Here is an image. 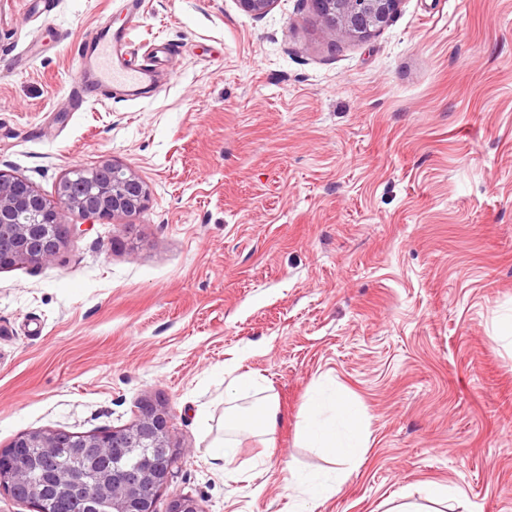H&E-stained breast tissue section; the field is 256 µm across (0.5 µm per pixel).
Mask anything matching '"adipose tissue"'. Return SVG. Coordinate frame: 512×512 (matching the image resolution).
<instances>
[{"mask_svg": "<svg viewBox=\"0 0 512 512\" xmlns=\"http://www.w3.org/2000/svg\"><path fill=\"white\" fill-rule=\"evenodd\" d=\"M265 387L264 379L252 373L238 374L229 381L224 394L234 399L235 404L225 409L224 437L213 445L211 459L218 469H226L235 459L240 434L259 436L273 428L277 403ZM301 438L330 453L343 467L325 477L293 469L289 472V484H306L314 499L335 495L349 477L348 465L357 464L367 444L358 406L344 395L316 390L302 414ZM447 508V487L431 483L420 491L408 486L401 488L388 512H446Z\"/></svg>", "mask_w": 512, "mask_h": 512, "instance_id": "1", "label": "adipose tissue"}]
</instances>
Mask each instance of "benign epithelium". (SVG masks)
Here are the masks:
<instances>
[{"label":"benign epithelium","instance_id":"7a95c632","mask_svg":"<svg viewBox=\"0 0 512 512\" xmlns=\"http://www.w3.org/2000/svg\"><path fill=\"white\" fill-rule=\"evenodd\" d=\"M248 15H264L275 0H236ZM324 30L332 36L364 38L384 28L400 0H311ZM94 170L112 171V182L93 198L74 194L70 177L59 184L51 200L25 178L0 170V269L19 264L53 262L76 225L66 212L114 221L142 211L149 200L145 182L132 170L104 162ZM171 415L165 407L145 400L130 424L96 434L37 430L19 434L0 449V490L13 498L23 495L35 512H59L63 501L48 499L41 486L18 465L22 455L52 458L59 448L71 449V466L55 472L59 486L79 494L85 512H153L149 497L167 484L176 452L169 440Z\"/></svg>","mask_w":512,"mask_h":512}]
</instances>
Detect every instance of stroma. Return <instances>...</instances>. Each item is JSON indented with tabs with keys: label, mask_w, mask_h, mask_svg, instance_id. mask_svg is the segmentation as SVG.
Here are the masks:
<instances>
[{
	"label": "stroma",
	"mask_w": 512,
	"mask_h": 512,
	"mask_svg": "<svg viewBox=\"0 0 512 512\" xmlns=\"http://www.w3.org/2000/svg\"><path fill=\"white\" fill-rule=\"evenodd\" d=\"M43 2L0 0V169L52 199L114 162L151 198L119 223L68 212L53 263L0 270V448L119 429L148 399L181 452L155 512H386L429 482L458 512H512V0H401L363 39L327 35L310 0H141L160 90L77 112L78 43L125 13ZM237 359L279 411L232 479L210 446ZM319 381L368 441L314 502L286 478L333 467L298 440Z\"/></svg>",
	"instance_id": "1"
}]
</instances>
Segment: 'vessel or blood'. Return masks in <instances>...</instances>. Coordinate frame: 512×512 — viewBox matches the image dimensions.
Here are the masks:
<instances>
[{"instance_id":"obj_1","label":"vessel or blood","mask_w":512,"mask_h":512,"mask_svg":"<svg viewBox=\"0 0 512 512\" xmlns=\"http://www.w3.org/2000/svg\"><path fill=\"white\" fill-rule=\"evenodd\" d=\"M125 9L127 27L115 30L104 23L81 40L79 71L68 95L69 111H79L104 90H113L131 99L156 93L158 80L155 70L131 61L130 28L139 19L138 0H125Z\"/></svg>"}]
</instances>
